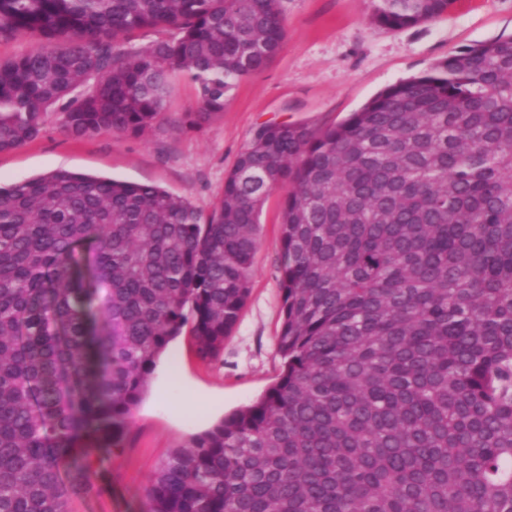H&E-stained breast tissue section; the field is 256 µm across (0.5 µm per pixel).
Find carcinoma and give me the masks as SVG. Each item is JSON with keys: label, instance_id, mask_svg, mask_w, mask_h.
<instances>
[{"label": "carcinoma", "instance_id": "obj_1", "mask_svg": "<svg viewBox=\"0 0 512 512\" xmlns=\"http://www.w3.org/2000/svg\"><path fill=\"white\" fill-rule=\"evenodd\" d=\"M280 0H0V153L48 113L138 135L176 77L200 125L286 36ZM455 0H377L390 29ZM152 32L146 44L131 42ZM280 222L279 379L174 449L149 512H512V38L322 132L263 123L215 209L54 170L0 186V512H70L185 327L216 361Z\"/></svg>", "mask_w": 512, "mask_h": 512}]
</instances>
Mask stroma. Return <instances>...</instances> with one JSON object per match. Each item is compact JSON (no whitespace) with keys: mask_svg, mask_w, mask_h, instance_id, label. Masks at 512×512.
<instances>
[{"mask_svg":"<svg viewBox=\"0 0 512 512\" xmlns=\"http://www.w3.org/2000/svg\"><path fill=\"white\" fill-rule=\"evenodd\" d=\"M377 0H281L286 36L271 62L240 81L224 111L188 127L193 85L178 79L163 118L139 135L68 136L49 113L33 141L0 154V186L65 169L160 185L203 213L217 205L226 174L264 122L320 131L346 119L385 87L426 73L471 46L512 36V0H456L439 18L401 29L373 19ZM285 189L261 215L250 294L220 359L198 358L190 335L172 341L146 396L112 450H99L100 490L73 496L72 512H148L149 479L172 448L249 405L279 377L282 324L280 218Z\"/></svg>","mask_w":512,"mask_h":512,"instance_id":"1","label":"stroma"}]
</instances>
